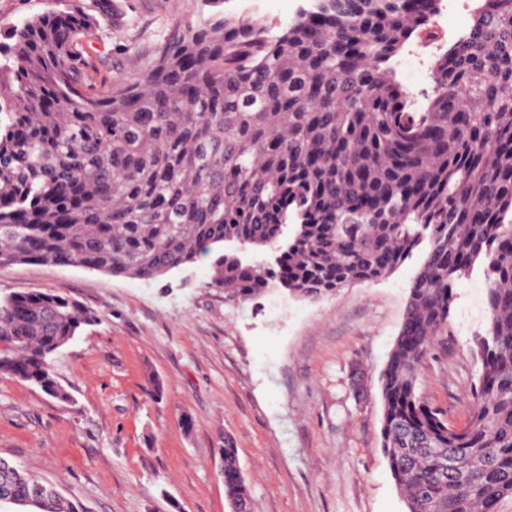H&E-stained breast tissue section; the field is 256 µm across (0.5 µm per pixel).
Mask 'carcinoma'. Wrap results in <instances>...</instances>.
<instances>
[{
  "label": "carcinoma",
  "mask_w": 512,
  "mask_h": 512,
  "mask_svg": "<svg viewBox=\"0 0 512 512\" xmlns=\"http://www.w3.org/2000/svg\"><path fill=\"white\" fill-rule=\"evenodd\" d=\"M487 2L421 112L382 66L432 0H312L278 36L217 12L101 90L83 50L112 0L21 20L0 32V263L152 280L212 255L226 299L272 286L317 299L422 247L380 374L382 448L406 512H498L512 499V0ZM291 221L277 261L252 255ZM478 262L486 325L456 430L418 375ZM99 320L62 292L0 297V375L71 402L55 359ZM219 452L227 500L248 506L231 437ZM4 485L13 505L81 512L0 459Z\"/></svg>",
  "instance_id": "cac0c4a2"
}]
</instances>
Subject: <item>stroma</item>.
I'll list each match as a JSON object with an SVG mask.
<instances>
[{
	"label": "stroma",
	"mask_w": 512,
	"mask_h": 512,
	"mask_svg": "<svg viewBox=\"0 0 512 512\" xmlns=\"http://www.w3.org/2000/svg\"><path fill=\"white\" fill-rule=\"evenodd\" d=\"M118 2L84 54L110 85L211 12L204 0ZM421 261L414 253L385 279L318 299L273 287L243 302L212 285L207 259L153 280L1 263L0 296L60 291L100 321L55 361L73 403L0 376V458L85 512H229L217 454L229 436L251 512H405L380 446L378 379ZM485 318L477 270L457 285L448 332L420 370V397L456 426L471 408L469 344Z\"/></svg>",
	"instance_id": "obj_1"
}]
</instances>
